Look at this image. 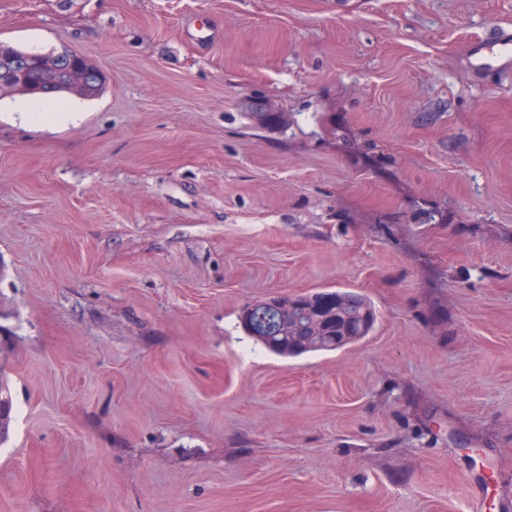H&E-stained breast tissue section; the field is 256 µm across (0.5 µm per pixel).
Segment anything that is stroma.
<instances>
[{"instance_id": "stroma-1", "label": "stroma", "mask_w": 512, "mask_h": 512, "mask_svg": "<svg viewBox=\"0 0 512 512\" xmlns=\"http://www.w3.org/2000/svg\"><path fill=\"white\" fill-rule=\"evenodd\" d=\"M512 0H0L107 82L0 94V512H512ZM348 290L280 358L246 306ZM471 55L478 66L490 65L495 58H508L512 55V43L506 39L499 43L497 51L488 50L485 46L476 43L471 46ZM362 297L355 306L347 309L346 317L351 327L358 332H360V327L363 325L365 317L369 319L371 321L370 328L359 335L367 336L373 329L376 315L371 302L365 296L362 295Z\"/></svg>"}]
</instances>
